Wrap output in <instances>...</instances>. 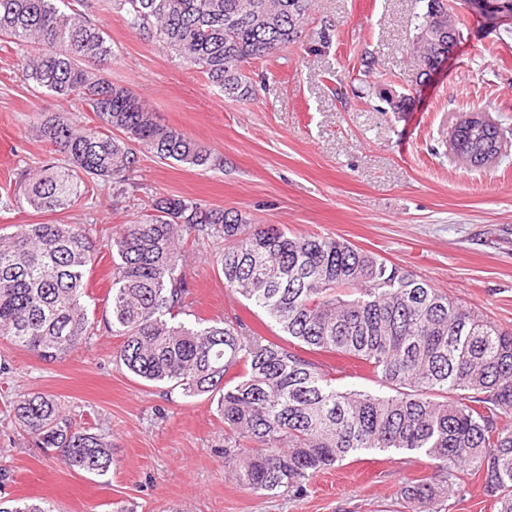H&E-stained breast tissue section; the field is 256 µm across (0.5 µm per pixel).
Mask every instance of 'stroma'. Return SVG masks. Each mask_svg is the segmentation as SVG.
Masks as SVG:
<instances>
[{"label": "stroma", "mask_w": 512, "mask_h": 512, "mask_svg": "<svg viewBox=\"0 0 512 512\" xmlns=\"http://www.w3.org/2000/svg\"><path fill=\"white\" fill-rule=\"evenodd\" d=\"M95 2L93 18L112 43L106 76L220 164L145 156L135 197L115 200L102 183L53 215L90 228L102 253L86 300L101 331L51 362L0 338V464L10 471L0 497L43 498L55 512H417L400 495L433 472L417 452H367L320 473L300 497L254 495L225 480L224 422L210 399L183 397L115 365L120 340L103 330L112 270L106 243L148 195L183 196L255 224L347 240L512 328V19L448 0L460 40L424 77L413 46L424 0H315L296 43L247 64L251 99L232 101L130 29L124 13ZM22 55L14 44L0 48V203H10L0 206V228L41 220L12 199L20 170L50 157L36 125L62 109L80 122L92 118L82 102L34 91ZM403 95L409 102L400 112L393 103ZM472 112L486 113L503 138L499 158L482 169L448 149L452 128ZM215 252L212 245L187 251L192 313L213 320L235 313L271 335L267 319L227 291ZM29 393L52 396L76 426L111 443L107 475L68 468L16 428L11 403ZM442 504L444 512H494L478 478L455 486Z\"/></svg>", "instance_id": "obj_1"}]
</instances>
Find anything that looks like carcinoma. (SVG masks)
Masks as SVG:
<instances>
[{"instance_id": "1", "label": "carcinoma", "mask_w": 512, "mask_h": 512, "mask_svg": "<svg viewBox=\"0 0 512 512\" xmlns=\"http://www.w3.org/2000/svg\"><path fill=\"white\" fill-rule=\"evenodd\" d=\"M129 27L168 48L232 100L252 92L245 63L288 48L314 0H108ZM91 0H0V40L30 48L23 74L39 92L78 100L95 123L63 110L40 135L65 165L46 161L18 173L24 201L57 213L112 183L136 187L140 155L200 167L218 159L186 134L160 124L126 87L102 71L112 62ZM422 73L457 42L448 0H427L419 16ZM491 123L457 125L472 150L458 158L485 167ZM223 245L224 287L278 329L262 336L242 317L182 319L192 302L187 245ZM112 252L106 330L121 338L115 360L133 375L187 398L216 401L224 420L225 478L253 494L300 493L316 475L365 451H418L432 476L402 496L434 512L441 495L479 476L497 512H512V331L457 304L419 276L345 240L295 235L250 224L237 210L157 193L107 242ZM97 249L80 224H17L0 234V336L43 360L66 356L94 335L84 304ZM338 359L332 364L330 358ZM361 368L385 393L344 389ZM14 422L69 468L97 476L112 466L110 446L73 425L43 394L13 403ZM0 512H55L47 501Z\"/></svg>"}]
</instances>
